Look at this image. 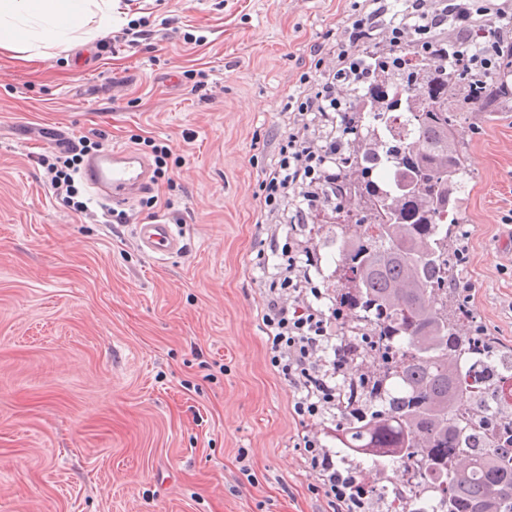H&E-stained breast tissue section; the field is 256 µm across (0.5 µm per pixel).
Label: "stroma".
I'll return each instance as SVG.
<instances>
[{
	"label": "stroma",
	"mask_w": 512,
	"mask_h": 512,
	"mask_svg": "<svg viewBox=\"0 0 512 512\" xmlns=\"http://www.w3.org/2000/svg\"><path fill=\"white\" fill-rule=\"evenodd\" d=\"M350 0H116L120 22L39 57L0 50V512H330L303 436L395 487L398 464L339 448V409L304 419L272 368L260 311L280 258L255 195L278 160L286 103L313 46L339 41ZM147 31L132 44L126 29ZM102 134L162 176L113 224L55 196L54 133ZM470 190L458 234L466 330L512 346V112L467 113ZM171 224L180 251L144 253ZM320 308L334 312L339 228L306 224ZM136 232L141 249L148 254L164 255L179 249V237L171 224H140Z\"/></svg>",
	"instance_id": "1"
}]
</instances>
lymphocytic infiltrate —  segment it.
<instances>
[{
  "label": "lymphocytic infiltrate",
  "mask_w": 512,
  "mask_h": 512,
  "mask_svg": "<svg viewBox=\"0 0 512 512\" xmlns=\"http://www.w3.org/2000/svg\"><path fill=\"white\" fill-rule=\"evenodd\" d=\"M410 20L387 19L383 0H353L351 25L345 33L350 45L367 42L373 32H382L389 44L432 47L438 28H451L459 42H467L472 26L486 29V41L478 53L462 56L463 68L492 72L503 52L504 39L512 38V0H410ZM314 66L303 71L299 95L289 97L288 133L279 143L277 163L269 168L257 196L261 212L278 224H305L316 220L332 204L330 186L336 178L330 163L343 149V140L329 130L327 122L347 108L351 85L366 82L368 74L360 56L348 48L317 46ZM100 142L79 137L69 156L47 164L52 188L74 213L84 214L75 176L84 156L100 149ZM282 263L263 300L262 320L267 327L270 364L287 376L296 390L293 411L306 418L318 416L336 405L339 396L333 384L348 364L344 351L335 350L329 364L320 353L339 334V315L325 314L308 299L313 257L298 243L282 248ZM292 303H285V295ZM305 461L317 473L319 490L332 512H365L366 487L352 472H344L326 448L313 437L303 439Z\"/></svg>",
  "instance_id": "lymphocytic-infiltrate-1"
}]
</instances>
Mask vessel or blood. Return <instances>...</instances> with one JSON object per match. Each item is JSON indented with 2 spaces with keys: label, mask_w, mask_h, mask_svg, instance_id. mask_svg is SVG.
<instances>
[{
  "label": "vessel or blood",
  "mask_w": 512,
  "mask_h": 512,
  "mask_svg": "<svg viewBox=\"0 0 512 512\" xmlns=\"http://www.w3.org/2000/svg\"><path fill=\"white\" fill-rule=\"evenodd\" d=\"M82 176L89 187L107 189V199L115 205L125 204L130 196L147 187L143 159L124 149L105 148L90 155ZM137 236L141 249L149 254H168L178 250L180 245L172 225L162 222L138 225Z\"/></svg>",
  "instance_id": "1"
}]
</instances>
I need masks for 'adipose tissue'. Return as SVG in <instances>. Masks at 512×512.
I'll return each instance as SVG.
<instances>
[{"mask_svg": "<svg viewBox=\"0 0 512 512\" xmlns=\"http://www.w3.org/2000/svg\"><path fill=\"white\" fill-rule=\"evenodd\" d=\"M113 21L112 0H0V49L88 42Z\"/></svg>", "mask_w": 512, "mask_h": 512, "instance_id": "ef3b65f1", "label": "adipose tissue"}]
</instances>
